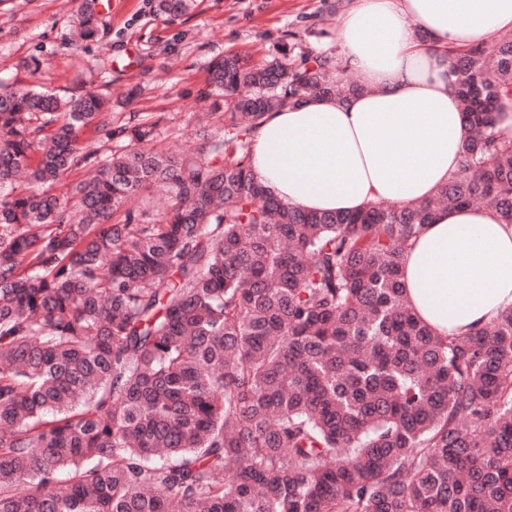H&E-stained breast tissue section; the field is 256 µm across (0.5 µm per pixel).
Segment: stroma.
<instances>
[{
    "label": "stroma",
    "instance_id": "obj_1",
    "mask_svg": "<svg viewBox=\"0 0 512 512\" xmlns=\"http://www.w3.org/2000/svg\"><path fill=\"white\" fill-rule=\"evenodd\" d=\"M81 0H0V81L67 98L107 86L111 126L156 121L161 149H191L223 103L208 93V64L311 53L339 57L348 0H194L185 14H156L154 0H116L95 41L77 38ZM38 58V71L26 63ZM109 125V126H110Z\"/></svg>",
    "mask_w": 512,
    "mask_h": 512
}]
</instances>
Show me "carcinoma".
Returning <instances> with one entry per match:
<instances>
[{
    "label": "carcinoma",
    "instance_id": "carcinoma-1",
    "mask_svg": "<svg viewBox=\"0 0 512 512\" xmlns=\"http://www.w3.org/2000/svg\"><path fill=\"white\" fill-rule=\"evenodd\" d=\"M81 12L90 40L95 0ZM448 63L459 171L352 214L290 207L251 171L268 112L364 91L327 56L213 60L230 111L178 158L133 118L110 154L80 147L109 125L101 92L0 83V512H512V305L440 336L401 279L437 207L512 224V34Z\"/></svg>",
    "mask_w": 512,
    "mask_h": 512
}]
</instances>
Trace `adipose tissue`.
<instances>
[{
    "instance_id": "obj_1",
    "label": "adipose tissue",
    "mask_w": 512,
    "mask_h": 512,
    "mask_svg": "<svg viewBox=\"0 0 512 512\" xmlns=\"http://www.w3.org/2000/svg\"><path fill=\"white\" fill-rule=\"evenodd\" d=\"M510 30L512 0H354L337 40L368 92L268 113L253 173L305 210L432 198L458 172L467 135L444 52ZM403 267L421 320L443 336L473 333L512 305V226L485 206L438 209Z\"/></svg>"
}]
</instances>
